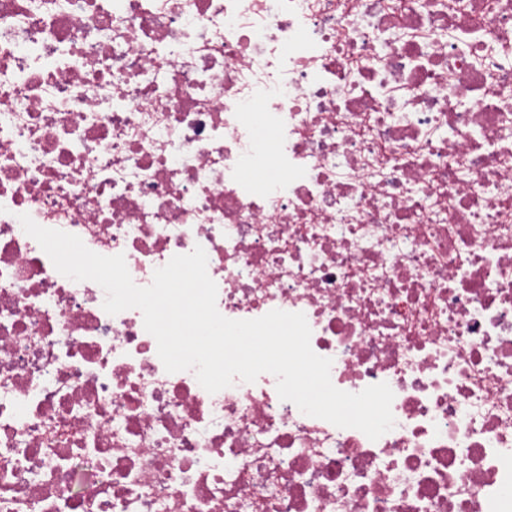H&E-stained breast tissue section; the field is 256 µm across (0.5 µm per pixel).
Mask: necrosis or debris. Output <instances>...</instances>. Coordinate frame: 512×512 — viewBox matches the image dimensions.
<instances>
[{
	"label": "necrosis or debris",
	"mask_w": 512,
	"mask_h": 512,
	"mask_svg": "<svg viewBox=\"0 0 512 512\" xmlns=\"http://www.w3.org/2000/svg\"><path fill=\"white\" fill-rule=\"evenodd\" d=\"M23 214L202 247L394 427L166 372ZM0 512H512V0H0Z\"/></svg>",
	"instance_id": "1"
}]
</instances>
